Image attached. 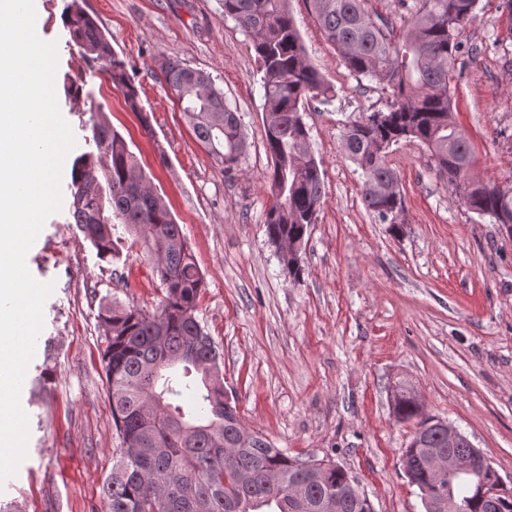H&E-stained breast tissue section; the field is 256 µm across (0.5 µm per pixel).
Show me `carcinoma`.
Returning <instances> with one entry per match:
<instances>
[{
    "instance_id": "cac0c4a2",
    "label": "carcinoma",
    "mask_w": 512,
    "mask_h": 512,
    "mask_svg": "<svg viewBox=\"0 0 512 512\" xmlns=\"http://www.w3.org/2000/svg\"><path fill=\"white\" fill-rule=\"evenodd\" d=\"M328 42L356 76L391 89L385 108L358 114L345 128L342 147L364 177L362 201L383 224L404 212L399 178L387 163L391 146H426L442 180L468 210L501 228L512 226V185L471 174L473 150L453 116L451 84L464 55L466 24L479 0H398L407 29L373 12L369 0H308ZM224 17L251 38L263 90L265 147L272 161L273 202L265 214L268 242L292 282L303 275L301 251L317 221L326 182L310 149L304 101L335 97L308 61L288 0H222ZM67 24L74 41L99 62L129 108L140 115L139 92L126 63L97 22L71 3ZM168 87L198 142L230 171L247 142L234 110L212 76L172 58L160 63ZM97 154L74 163L72 217L109 263L122 259L114 230L121 224L143 241L165 296L149 313L136 306L104 311L101 360L106 395L120 448L102 487L103 512H374L353 477L330 457L306 469L265 435L246 427L224 393L223 358L196 317L204 277L188 249L181 225L156 194L124 138L91 115ZM394 413L416 421L405 448L411 485L429 502L488 512L471 481L436 487L423 449L453 459L478 453L467 440L448 447L444 421L425 413L416 395L401 389Z\"/></svg>"
}]
</instances>
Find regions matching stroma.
<instances>
[{"label":"stroma","mask_w":512,"mask_h":512,"mask_svg":"<svg viewBox=\"0 0 512 512\" xmlns=\"http://www.w3.org/2000/svg\"><path fill=\"white\" fill-rule=\"evenodd\" d=\"M74 0H34L36 32L57 45L56 82L77 95L57 102L76 138L96 149L100 111L126 140L169 206L205 279L196 315L224 357V389L243 423L289 455L331 456L356 476L374 512H425L402 453L414 422L393 413L396 385L446 420L512 483V240L462 205L425 146L403 141L387 161L400 178L404 226L394 237L363 206V176L342 149L345 126L381 108L387 91L358 78L323 37L307 0H290L309 61L335 91L303 119L327 191L291 282L265 234L272 203L262 89L249 36L221 0H75L112 37L149 117L72 39ZM463 40L470 53L452 85L456 122L474 147L475 177L512 182V16L479 0ZM164 58L209 72L240 119L247 152L237 168L200 146L159 69ZM71 164L63 207L26 256L53 283L21 389L27 457L0 484V512H101L119 445L106 396L103 307L155 311L164 289L141 242L125 238L120 262L102 261L74 224Z\"/></svg>","instance_id":"stroma-1"}]
</instances>
